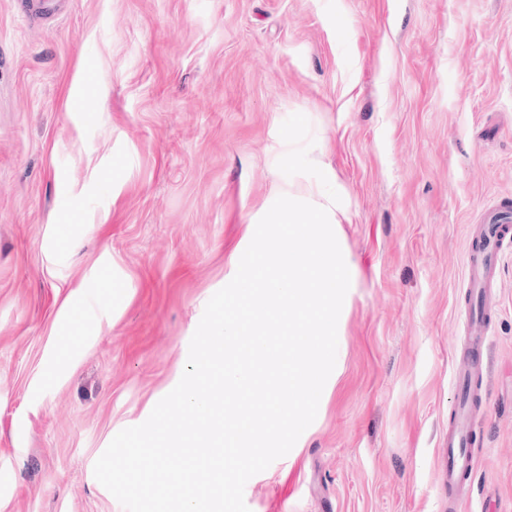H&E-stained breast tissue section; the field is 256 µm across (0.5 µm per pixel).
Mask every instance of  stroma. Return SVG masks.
Wrapping results in <instances>:
<instances>
[{
    "label": "stroma",
    "mask_w": 512,
    "mask_h": 512,
    "mask_svg": "<svg viewBox=\"0 0 512 512\" xmlns=\"http://www.w3.org/2000/svg\"><path fill=\"white\" fill-rule=\"evenodd\" d=\"M295 113L351 285L317 417L246 505L512 512V259L470 503L444 466L466 250L512 209V0H0V512H124L94 464L180 380Z\"/></svg>",
    "instance_id": "35a3bbf8"
}]
</instances>
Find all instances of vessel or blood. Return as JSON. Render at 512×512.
<instances>
[{
	"label": "vessel or blood",
	"instance_id": "b4317fda",
	"mask_svg": "<svg viewBox=\"0 0 512 512\" xmlns=\"http://www.w3.org/2000/svg\"><path fill=\"white\" fill-rule=\"evenodd\" d=\"M482 251L469 252L464 284L468 291L482 300L481 308L467 311L471 347L468 353L470 368H482V356L489 336V317L497 302L492 296L491 275L500 267L503 259L512 252V211L495 208L481 226ZM473 423L470 416L459 414L453 427L448 430V464L445 476L449 489L457 490L463 478L473 470L474 458L470 451Z\"/></svg>",
	"mask_w": 512,
	"mask_h": 512
}]
</instances>
